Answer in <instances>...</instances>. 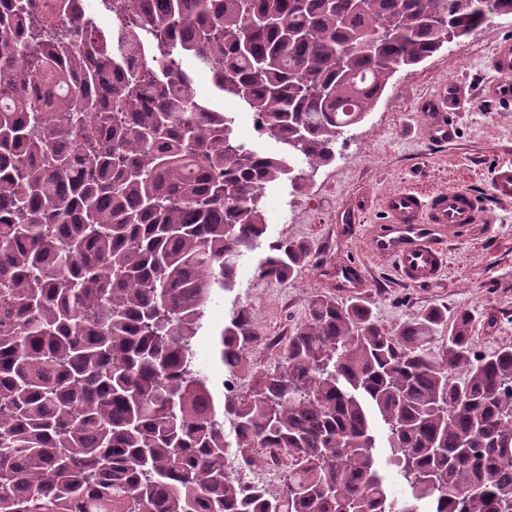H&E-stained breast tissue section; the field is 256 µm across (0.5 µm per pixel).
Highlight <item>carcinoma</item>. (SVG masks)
<instances>
[{"label":"carcinoma","mask_w":512,"mask_h":512,"mask_svg":"<svg viewBox=\"0 0 512 512\" xmlns=\"http://www.w3.org/2000/svg\"><path fill=\"white\" fill-rule=\"evenodd\" d=\"M100 2L106 34L84 0H0V512H512V345L476 354L468 314L388 330L317 296L260 371L238 308L218 356L260 378L221 412L194 348L266 187L304 190L395 73L512 0ZM188 58L280 152L239 142ZM308 258L276 239L259 276ZM226 421L241 465L291 459L278 491L228 474Z\"/></svg>","instance_id":"obj_1"}]
</instances>
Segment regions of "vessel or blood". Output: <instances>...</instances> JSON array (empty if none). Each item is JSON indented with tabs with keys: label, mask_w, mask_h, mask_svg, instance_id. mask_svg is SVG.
Returning a JSON list of instances; mask_svg holds the SVG:
<instances>
[{
	"label": "vessel or blood",
	"mask_w": 512,
	"mask_h": 512,
	"mask_svg": "<svg viewBox=\"0 0 512 512\" xmlns=\"http://www.w3.org/2000/svg\"><path fill=\"white\" fill-rule=\"evenodd\" d=\"M491 64L500 79L487 87L496 102L512 100V41H496ZM470 95L465 85L452 81L419 106L426 139L444 145L457 135V115L465 111ZM493 194L512 199V163L497 164L491 177ZM379 223L366 225L363 239L374 257L389 262L401 281L410 286L435 284L448 265V243L467 237L486 218L476 197L455 188L424 192L414 187L389 190L378 198ZM329 287L342 294L369 288L363 266L338 260L326 267Z\"/></svg>",
	"instance_id": "1"
}]
</instances>
